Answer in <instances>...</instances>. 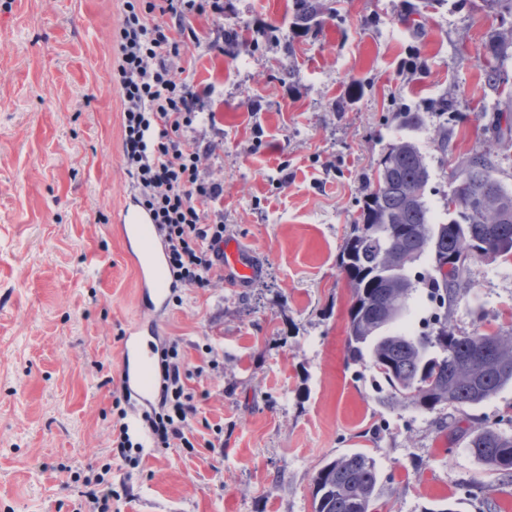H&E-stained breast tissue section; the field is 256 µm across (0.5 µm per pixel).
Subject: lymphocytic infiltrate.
I'll list each match as a JSON object with an SVG mask.
<instances>
[{"label": "lymphocytic infiltrate", "mask_w": 512, "mask_h": 512, "mask_svg": "<svg viewBox=\"0 0 512 512\" xmlns=\"http://www.w3.org/2000/svg\"><path fill=\"white\" fill-rule=\"evenodd\" d=\"M204 13L222 16V0H125L116 74L133 199L156 225L176 282L201 289L224 277V186L203 177L194 136L199 120L212 123L216 115L199 112L181 51L185 38L196 35L190 16ZM159 367L158 403L141 424L128 422L126 411L118 413L112 448L120 457L134 449L194 445L199 409L187 382L205 368H188L174 340L162 345Z\"/></svg>", "instance_id": "obj_1"}]
</instances>
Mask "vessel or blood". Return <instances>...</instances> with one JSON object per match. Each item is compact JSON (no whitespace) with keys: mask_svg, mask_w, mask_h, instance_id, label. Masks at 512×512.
Wrapping results in <instances>:
<instances>
[{"mask_svg":"<svg viewBox=\"0 0 512 512\" xmlns=\"http://www.w3.org/2000/svg\"><path fill=\"white\" fill-rule=\"evenodd\" d=\"M120 230L127 254L139 269L142 306L150 311L164 312L172 283L164 271L165 247L156 236L150 215L134 203H126L121 210ZM223 250L227 285L232 288L246 286L257 275L250 256L234 240L225 241ZM154 333L152 326L137 325L122 343V385L146 404L151 401L156 380L153 372L157 349L152 340Z\"/></svg>","mask_w":512,"mask_h":512,"instance_id":"b4317fda","label":"vessel or blood"}]
</instances>
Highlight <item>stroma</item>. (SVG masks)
Returning <instances> with one entry per match:
<instances>
[{"label": "stroma", "instance_id": "35a3bbf8", "mask_svg": "<svg viewBox=\"0 0 512 512\" xmlns=\"http://www.w3.org/2000/svg\"><path fill=\"white\" fill-rule=\"evenodd\" d=\"M321 28L292 0H224L192 17L189 78L216 125L198 127L224 227L259 274L243 288H185L159 319L210 424L205 448L111 451L124 336L147 313L119 215L134 189L115 81L123 0H0V512H80L89 479L127 484L111 512H313L317 470L350 451L379 470L373 512H506L512 479L468 451L476 429L512 433V386L437 414L387 409L346 351L352 290L338 259L380 154L425 155V199L445 219L458 160L489 147L512 187V143H487L485 45L499 21L446 0L398 21L406 0H324ZM454 101L455 117L437 103ZM420 113L406 127L403 111ZM452 130L447 151L432 140ZM451 328L512 326V263L476 268Z\"/></svg>", "mask_w": 512, "mask_h": 512}]
</instances>
